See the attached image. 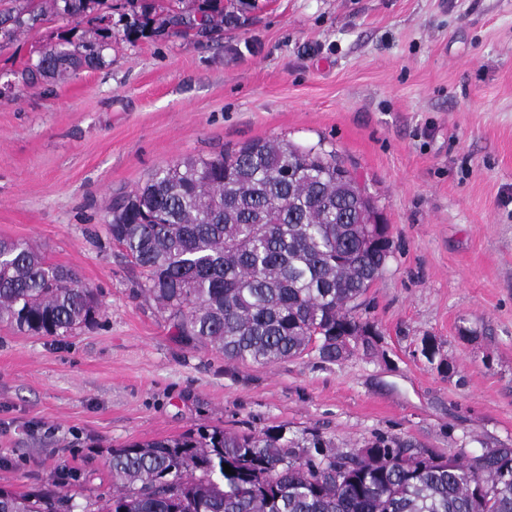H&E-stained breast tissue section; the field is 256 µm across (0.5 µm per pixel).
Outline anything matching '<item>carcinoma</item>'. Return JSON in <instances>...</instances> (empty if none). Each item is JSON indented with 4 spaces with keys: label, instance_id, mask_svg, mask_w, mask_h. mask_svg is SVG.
Segmentation results:
<instances>
[{
    "label": "carcinoma",
    "instance_id": "obj_1",
    "mask_svg": "<svg viewBox=\"0 0 512 512\" xmlns=\"http://www.w3.org/2000/svg\"><path fill=\"white\" fill-rule=\"evenodd\" d=\"M3 2L0 43L42 20L19 0ZM46 2L78 19L100 0ZM220 4L205 0L203 24H224ZM111 43L110 27L65 37L22 79L35 88L95 68ZM360 192L335 154L258 140L151 174L115 201L108 232L181 342L261 365L312 352L332 362L350 351L345 335L391 253L389 228L373 235L365 224ZM97 311L93 289L71 269L36 245L0 240L1 322L59 335ZM109 467L112 495L84 512H512V448L463 461L393 438L342 452L281 427L213 428L114 448ZM0 512H74L73 495L0 491Z\"/></svg>",
    "mask_w": 512,
    "mask_h": 512
}]
</instances>
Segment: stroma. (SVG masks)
Listing matches in <instances>:
<instances>
[{
    "label": "stroma",
    "mask_w": 512,
    "mask_h": 512,
    "mask_svg": "<svg viewBox=\"0 0 512 512\" xmlns=\"http://www.w3.org/2000/svg\"><path fill=\"white\" fill-rule=\"evenodd\" d=\"M105 0V63L25 86L82 21L44 18L0 49V239L40 245L98 294L64 336L0 322V490L59 472L77 507L112 492V448L279 426L360 448L379 436L472 459L512 448V0H224L212 31L172 26L198 0ZM279 137L337 158L391 226L357 314L374 353L273 365L181 343L106 224L114 197L188 156ZM436 337L447 367L421 354Z\"/></svg>",
    "instance_id": "35a3bbf8"
}]
</instances>
